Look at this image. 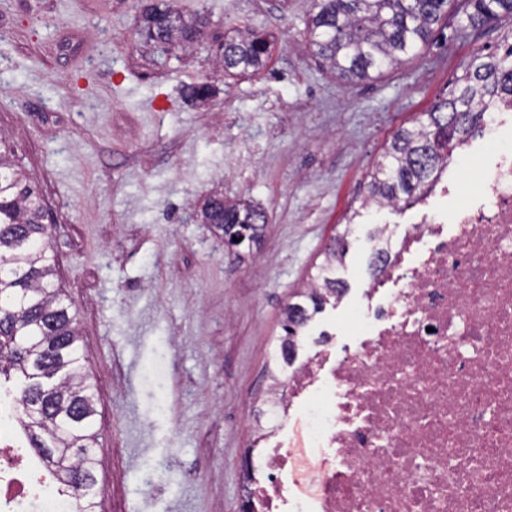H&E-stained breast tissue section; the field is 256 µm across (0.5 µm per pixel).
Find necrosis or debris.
Listing matches in <instances>:
<instances>
[{"mask_svg": "<svg viewBox=\"0 0 512 512\" xmlns=\"http://www.w3.org/2000/svg\"><path fill=\"white\" fill-rule=\"evenodd\" d=\"M479 134L487 159L464 204L422 200L398 237L378 225L356 348L333 358L328 338L270 381L266 407L283 425L304 408L326 464L304 475L276 442L252 491L260 512H512V105ZM21 427L0 398V512H80Z\"/></svg>", "mask_w": 512, "mask_h": 512, "instance_id": "obj_1", "label": "necrosis or debris"}]
</instances>
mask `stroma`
<instances>
[{
  "mask_svg": "<svg viewBox=\"0 0 512 512\" xmlns=\"http://www.w3.org/2000/svg\"><path fill=\"white\" fill-rule=\"evenodd\" d=\"M154 2L0 0V137L47 203L55 285L98 391V512H239L246 467L263 457L245 425L259 419L285 306L395 131L495 51L512 19L475 31L442 20L419 56L349 89L309 48L312 0H169L207 24L191 49L165 52L134 24ZM247 27L269 35L271 58L227 77L214 48ZM198 82L215 92L194 104L181 88ZM213 195L267 215L243 258L200 219ZM417 218L411 206L358 218L336 272L348 290L310 321L299 356L325 331L355 345L371 230ZM159 463L147 492L142 474Z\"/></svg>",
  "mask_w": 512,
  "mask_h": 512,
  "instance_id": "stroma-1",
  "label": "stroma"
}]
</instances>
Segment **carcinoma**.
<instances>
[{
    "label": "carcinoma",
    "mask_w": 512,
    "mask_h": 512,
    "mask_svg": "<svg viewBox=\"0 0 512 512\" xmlns=\"http://www.w3.org/2000/svg\"><path fill=\"white\" fill-rule=\"evenodd\" d=\"M450 14L464 15L466 27L478 29L512 17V0H313L306 37L313 54L353 87L419 55L431 43L433 26ZM141 23L167 45L189 46L203 28L200 17H186L167 4L144 12ZM270 46L267 36L253 30L224 39V74L261 71ZM500 102H512V32L498 51L479 54L465 66L450 96L424 113L426 119L393 135L369 174L367 197L391 207L416 202L440 163ZM45 212L44 199L0 142V376L13 373L23 380L17 402L30 447L79 493L82 512H96V388L82 373L74 318L53 282L56 258L46 241ZM201 215L228 238L248 231V248L266 224L265 214L250 203L219 196L204 203ZM350 234L345 227L325 259L342 262ZM317 277L324 292L299 293L312 308L293 303L285 310L281 344L290 351L312 314L345 291L326 266Z\"/></svg>",
    "instance_id": "carcinoma-1"
}]
</instances>
